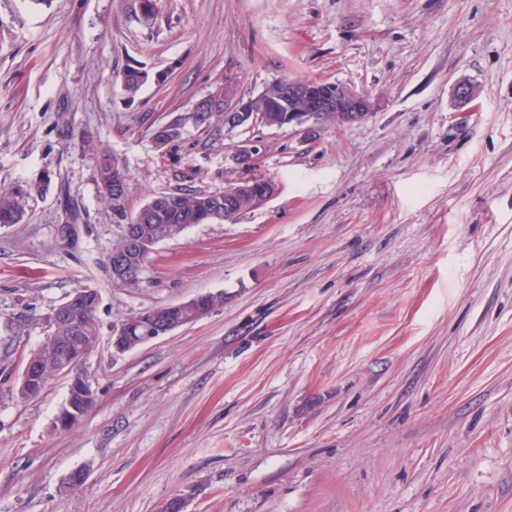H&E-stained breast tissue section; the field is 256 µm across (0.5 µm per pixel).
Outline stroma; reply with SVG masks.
I'll list each match as a JSON object with an SVG mask.
<instances>
[{
	"label": "stroma",
	"mask_w": 512,
	"mask_h": 512,
	"mask_svg": "<svg viewBox=\"0 0 512 512\" xmlns=\"http://www.w3.org/2000/svg\"><path fill=\"white\" fill-rule=\"evenodd\" d=\"M129 65L148 74L132 101ZM293 77L375 109L306 142L192 118L224 82ZM249 140L276 197L160 241L139 287L115 285L126 214L239 181ZM1 187L27 194L0 225V512H512V0H0ZM88 282L96 403L61 430L67 377L11 389L42 316ZM205 293L223 305L113 355L114 325ZM112 167L113 162L111 159L104 155L101 158V161L98 165L97 169V175L98 180L100 184L102 185L103 191H104V198L109 202L112 203V185L114 187V196L116 199H118L123 205L126 201V178L124 173H120L114 178H112ZM122 189L125 190V192H122Z\"/></svg>",
	"instance_id": "1"
}]
</instances>
